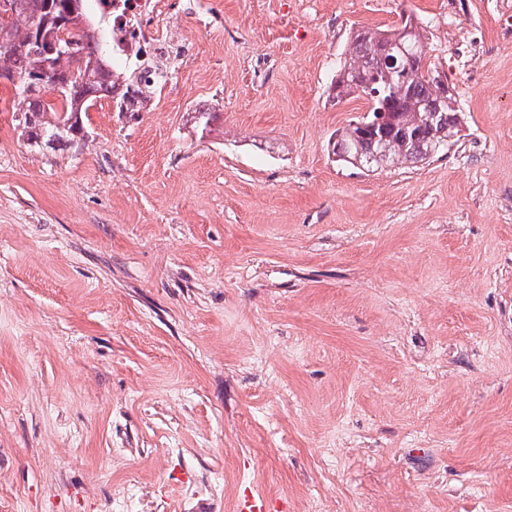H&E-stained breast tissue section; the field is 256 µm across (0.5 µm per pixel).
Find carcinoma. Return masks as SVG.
Wrapping results in <instances>:
<instances>
[{"instance_id":"cac0c4a2","label":"carcinoma","mask_w":512,"mask_h":512,"mask_svg":"<svg viewBox=\"0 0 512 512\" xmlns=\"http://www.w3.org/2000/svg\"><path fill=\"white\" fill-rule=\"evenodd\" d=\"M65 31L63 51L46 54L42 34ZM100 22L89 18L84 0H0V77L11 81L27 104L23 135L29 145L56 149L81 134L82 114L103 98L118 111L132 102L131 90L143 75L115 71L111 46L101 36ZM410 69L385 77L382 47ZM425 35L420 25L401 39L394 30L368 29L357 34L340 64L339 95H363L372 107L367 115L336 131L333 153L338 161L376 172L430 162L448 149L459 132L457 99H443L434 77L438 70L426 62ZM52 72L61 92L57 103L43 99L40 81L44 67Z\"/></svg>"}]
</instances>
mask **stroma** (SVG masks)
I'll return each mask as SVG.
<instances>
[{
	"mask_svg": "<svg viewBox=\"0 0 512 512\" xmlns=\"http://www.w3.org/2000/svg\"><path fill=\"white\" fill-rule=\"evenodd\" d=\"M168 3L70 146L0 80V512H512V0ZM406 16L458 140L366 174L336 66Z\"/></svg>",
	"mask_w": 512,
	"mask_h": 512,
	"instance_id": "stroma-1",
	"label": "stroma"
}]
</instances>
